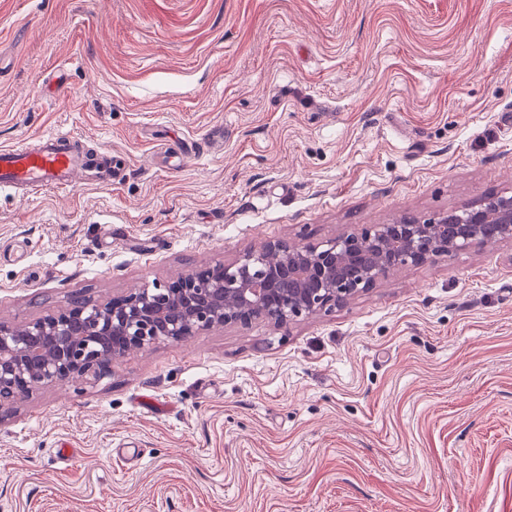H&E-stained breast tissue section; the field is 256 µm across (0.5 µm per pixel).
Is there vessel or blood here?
Listing matches in <instances>:
<instances>
[{
	"mask_svg": "<svg viewBox=\"0 0 512 512\" xmlns=\"http://www.w3.org/2000/svg\"><path fill=\"white\" fill-rule=\"evenodd\" d=\"M92 168L101 175H119L121 165L104 155H78L67 135L50 134L36 150L0 149V187L21 185L34 190L68 189L82 170Z\"/></svg>",
	"mask_w": 512,
	"mask_h": 512,
	"instance_id": "1",
	"label": "vessel or blood"
}]
</instances>
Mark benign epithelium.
Masks as SVG:
<instances>
[{
	"instance_id": "1",
	"label": "benign epithelium",
	"mask_w": 512,
	"mask_h": 512,
	"mask_svg": "<svg viewBox=\"0 0 512 512\" xmlns=\"http://www.w3.org/2000/svg\"><path fill=\"white\" fill-rule=\"evenodd\" d=\"M512 242V195L344 232L316 242L267 239L230 263L190 267L167 283L104 303L80 297L22 326L0 322V410L32 388L90 373L161 341L264 320L281 329L345 303L406 266Z\"/></svg>"
}]
</instances>
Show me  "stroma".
I'll use <instances>...</instances> for the list:
<instances>
[{
	"label": "stroma",
	"mask_w": 512,
	"mask_h": 512,
	"mask_svg": "<svg viewBox=\"0 0 512 512\" xmlns=\"http://www.w3.org/2000/svg\"><path fill=\"white\" fill-rule=\"evenodd\" d=\"M0 321L512 193V0H0ZM194 150L179 167L168 151ZM0 512H512V244L0 412ZM93 168L112 181L120 174L121 164L104 155H78L66 134H48L37 150L0 149V187L21 185L32 190L69 189L82 170Z\"/></svg>",
	"instance_id": "35a3bbf8"
}]
</instances>
